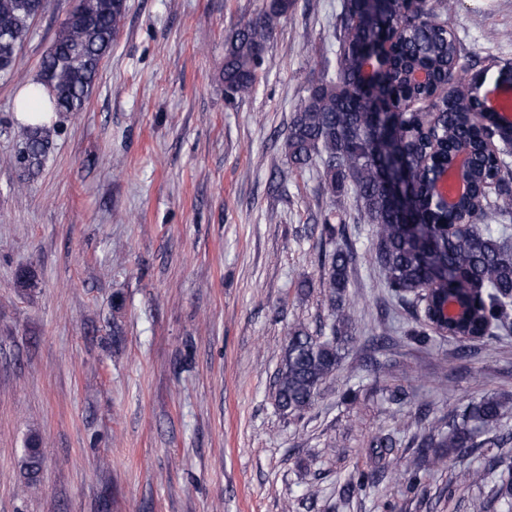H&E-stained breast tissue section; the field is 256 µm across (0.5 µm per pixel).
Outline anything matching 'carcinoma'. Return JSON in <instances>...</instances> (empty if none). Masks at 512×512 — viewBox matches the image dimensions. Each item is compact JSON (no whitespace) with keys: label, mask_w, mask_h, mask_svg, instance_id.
<instances>
[{"label":"carcinoma","mask_w":512,"mask_h":512,"mask_svg":"<svg viewBox=\"0 0 512 512\" xmlns=\"http://www.w3.org/2000/svg\"><path fill=\"white\" fill-rule=\"evenodd\" d=\"M412 11L405 0H389L386 21L399 30L385 70L362 89L368 59L365 44L373 21L362 0H343L336 35V78H320L294 113L284 139L288 161L299 169L320 164L324 189L353 195L357 219L374 225L369 255L379 267L390 299L411 302L420 310L427 339L433 331L463 342L512 334V186L509 152L494 155L487 139L501 134L497 119L480 113L466 93L465 69L459 66V43L444 19L448 0ZM293 0H266L264 9L229 37L222 79L232 95L253 91L264 63L266 45ZM47 0H0V77L15 75L23 40ZM127 5L121 0H78L61 22L35 83L48 94L51 123H17L23 172L38 170L63 122L85 109L103 59L116 40ZM423 68L431 80L413 84L408 74ZM387 101L391 144L399 155L410 193L411 217L393 203L384 180L382 159L374 142L377 119L366 95ZM471 147L470 172L457 190L459 201L441 207L434 201L435 178L451 169L456 145ZM498 182L493 196L486 186ZM357 249L347 244L324 256L323 279L335 314L331 336L315 337L297 324L289 333L275 375V399L291 415L307 410L321 386L338 369L348 332V269ZM512 413V395L486 394L471 400L448 421V434L422 440L419 454L442 469L485 444L512 440L502 423ZM43 463L39 439L28 438L22 476L37 479ZM501 469L497 496L502 512H512V466Z\"/></svg>","instance_id":"carcinoma-1"}]
</instances>
